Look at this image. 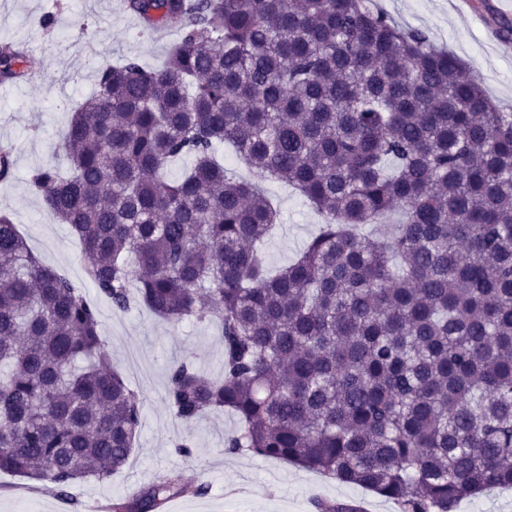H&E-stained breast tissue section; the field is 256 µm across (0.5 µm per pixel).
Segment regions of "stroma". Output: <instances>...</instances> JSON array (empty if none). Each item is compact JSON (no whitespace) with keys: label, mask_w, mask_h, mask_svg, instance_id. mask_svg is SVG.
Segmentation results:
<instances>
[{"label":"stroma","mask_w":512,"mask_h":512,"mask_svg":"<svg viewBox=\"0 0 512 512\" xmlns=\"http://www.w3.org/2000/svg\"><path fill=\"white\" fill-rule=\"evenodd\" d=\"M400 25L425 31L438 45L461 59L496 102L512 105V55H503L487 37L505 17L498 0H476L489 28L449 10L448 0H377ZM180 38L175 29L142 31L124 14L118 0H0V42L27 48L25 68L39 71L37 82H0V145L15 149L14 176L0 181V209L9 211L41 260L66 274L91 298L101 336L115 368L143 397L140 437L126 467L110 480H88L63 499L46 489H29L25 479L0 473V512H83L88 499L113 500L145 486L157 476L178 475L187 491L162 512H312L310 501L323 498L363 503L371 512H402L395 501L355 485L325 479L287 462L249 452L230 453L224 438L237 426L232 413L209 414L191 426L179 423L166 401L174 361L190 359L210 376L222 374L223 344L217 324L193 318L171 324L139 304L119 312L88 282L81 246L67 225L55 220L30 187L34 170L64 164L60 148L72 105L91 96L97 70L105 63L135 56L150 67L161 65ZM281 224L264 252L280 267L302 251L322 221L304 197L271 182ZM191 437L192 457L179 455V437ZM207 482L206 494L194 487Z\"/></svg>","instance_id":"35a3bbf8"}]
</instances>
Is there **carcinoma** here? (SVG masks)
Masks as SVG:
<instances>
[{
  "mask_svg": "<svg viewBox=\"0 0 512 512\" xmlns=\"http://www.w3.org/2000/svg\"><path fill=\"white\" fill-rule=\"evenodd\" d=\"M123 6L148 30L179 25V42L159 68L103 65L69 120L68 168L41 167L31 185L113 308L133 287L168 321H220L223 375L175 363L174 418L228 410L229 451L402 512L512 487V112L373 0ZM25 76L1 43L0 80ZM226 143L257 180L228 175ZM175 158L191 165L169 179ZM272 180L324 216L274 274ZM142 408L95 308L0 210V472L62 498L106 481L128 464ZM184 492L163 477L112 512Z\"/></svg>",
  "mask_w": 512,
  "mask_h": 512,
  "instance_id": "cac0c4a2",
  "label": "carcinoma"
}]
</instances>
